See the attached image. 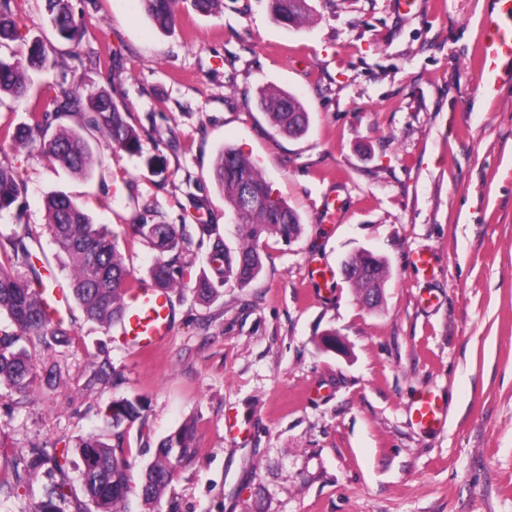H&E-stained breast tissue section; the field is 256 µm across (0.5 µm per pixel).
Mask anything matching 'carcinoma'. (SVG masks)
<instances>
[{"label":"carcinoma","instance_id":"cac0c4a2","mask_svg":"<svg viewBox=\"0 0 512 512\" xmlns=\"http://www.w3.org/2000/svg\"><path fill=\"white\" fill-rule=\"evenodd\" d=\"M48 20L57 34L69 42L80 40V23L70 0H44ZM177 0H143L154 23L163 31L175 25ZM273 18L286 27H298L309 16L307 0H268ZM23 40L21 17L16 0H0V47ZM53 48L41 41L28 44L26 55L4 59L0 57V96H27L32 89L30 73L46 72L53 67ZM48 100L53 112H32L29 123L0 134L15 144L37 145L47 160L78 176H88L102 161L95 158L82 131L106 134L114 148L129 154L142 153L137 130L126 113L112 99L105 87L91 90L72 88L57 91ZM258 105L278 130L297 135L308 125V113L295 95L275 87L261 90ZM66 113L79 116L81 129L58 127L49 132L53 117ZM212 179L224 194V201L234 215L243 244L232 250L218 241L210 253L214 274L207 272L196 278L191 290L197 300L205 302L217 294V285L234 279L247 286L262 271L261 244L269 235L289 243L301 233L300 216L288 204L273 197L272 190L256 165L231 147L224 148L212 169ZM24 191L15 170L0 164V213L11 210ZM46 227L58 252L67 256L72 272L66 285L69 297L79 305L86 318L105 328L122 321L126 313L124 297L134 274L124 263L118 239L78 202L63 193H52L44 202ZM137 235L157 249L161 257L148 272L155 286L167 291L183 288L182 269L176 257L186 251L189 240L183 224H136ZM37 240L23 229L0 242V315L4 314L20 330L18 334L0 335V386L15 394H24L35 379V362L30 351L19 341L24 335L50 336L66 341L70 330L63 320L52 323L43 292L47 285L32 258ZM171 253L173 258L164 259ZM29 267L31 277L23 279L13 268ZM346 279L368 306L382 300L389 279V267L384 259L367 250L352 254L344 263ZM112 428L116 444L111 445L94 434L81 438L76 448L82 459V490L96 512H119L127 500L130 484L128 462L124 448L123 423H133L141 417L138 399L112 402ZM194 426L187 422L159 445L158 452L142 472L140 496L151 505L166 492L180 464L194 452ZM60 466L57 457L42 450L32 451L27 468L36 472L48 464ZM46 501L41 512H66L67 496L60 487L45 488Z\"/></svg>","mask_w":512,"mask_h":512}]
</instances>
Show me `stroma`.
Masks as SVG:
<instances>
[{"mask_svg": "<svg viewBox=\"0 0 512 512\" xmlns=\"http://www.w3.org/2000/svg\"><path fill=\"white\" fill-rule=\"evenodd\" d=\"M71 3L76 44L59 39L42 0H18L25 40L56 49L33 82L108 88L143 152L87 134L102 165L78 177L37 147L0 141V162L25 187L0 216V241L29 228L38 262L65 284L43 208L61 192L112 230L139 278L157 254L133 225H185L194 281L215 239L240 244L211 177L227 146L303 229L289 244L265 241L247 286L225 284L207 303L171 291L170 336L152 351L74 303L67 343L27 342L33 388L0 386V512H39L51 482L76 512H95L76 444L111 439L108 407L122 398L144 403L124 431L131 479L184 422L195 430L166 494L148 508L130 493L125 512H512V81L479 87L494 0H308L298 30L275 22L267 0H224L215 14L179 0L168 33L140 0ZM270 85L301 99L305 134L281 133L256 107ZM331 197L335 224L322 220ZM362 249L391 271L374 308L343 271ZM329 333L339 349L324 345ZM104 364L113 382L90 384ZM424 393L447 412L443 428L416 424ZM35 447L66 454L63 469L27 472Z\"/></svg>", "mask_w": 512, "mask_h": 512, "instance_id": "obj_1", "label": "stroma"}]
</instances>
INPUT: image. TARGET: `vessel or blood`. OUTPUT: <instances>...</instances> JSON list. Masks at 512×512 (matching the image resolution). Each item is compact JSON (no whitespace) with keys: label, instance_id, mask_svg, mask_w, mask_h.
<instances>
[{"label":"vessel or blood","instance_id":"b4317fda","mask_svg":"<svg viewBox=\"0 0 512 512\" xmlns=\"http://www.w3.org/2000/svg\"><path fill=\"white\" fill-rule=\"evenodd\" d=\"M512 64V0H497V9L487 15L481 28V74L483 89H491L503 77L504 66ZM172 308L167 293L147 284L135 289L123 321V332L132 346L145 351L163 343L170 334ZM414 413L425 426L439 425L442 407L434 396H421Z\"/></svg>","mask_w":512,"mask_h":512}]
</instances>
